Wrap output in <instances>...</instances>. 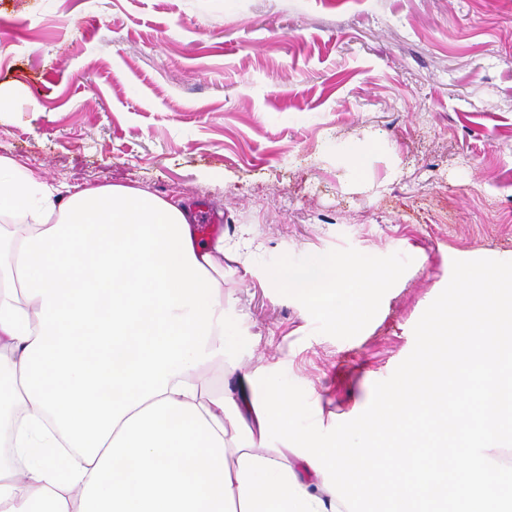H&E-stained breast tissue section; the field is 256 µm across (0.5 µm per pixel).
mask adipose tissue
<instances>
[{"label":"adipose tissue","instance_id":"obj_1","mask_svg":"<svg viewBox=\"0 0 512 512\" xmlns=\"http://www.w3.org/2000/svg\"><path fill=\"white\" fill-rule=\"evenodd\" d=\"M230 257L183 200L0 156V512H347L309 462L260 445ZM399 272L334 255L271 278L348 334Z\"/></svg>","mask_w":512,"mask_h":512}]
</instances>
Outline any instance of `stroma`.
I'll list each match as a JSON object with an SVG mask.
<instances>
[{"instance_id": "1", "label": "stroma", "mask_w": 512, "mask_h": 512, "mask_svg": "<svg viewBox=\"0 0 512 512\" xmlns=\"http://www.w3.org/2000/svg\"><path fill=\"white\" fill-rule=\"evenodd\" d=\"M0 86V155L223 216L238 358L322 430L410 354L453 260L512 258V0H0ZM336 253L404 259L346 335L264 274Z\"/></svg>"}]
</instances>
